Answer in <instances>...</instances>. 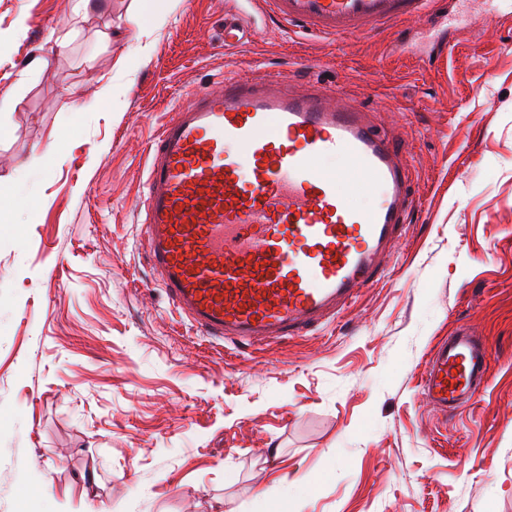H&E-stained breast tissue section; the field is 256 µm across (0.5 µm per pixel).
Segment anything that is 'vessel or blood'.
Listing matches in <instances>:
<instances>
[{
    "mask_svg": "<svg viewBox=\"0 0 512 512\" xmlns=\"http://www.w3.org/2000/svg\"><path fill=\"white\" fill-rule=\"evenodd\" d=\"M284 25L348 36L421 16L437 0H264ZM249 32L224 18V47ZM350 161L354 205L342 175L321 159ZM403 146L378 132L369 111L335 89L293 91L287 77H225L173 105L147 155L142 232L152 267L179 315L203 335L266 345L336 317L376 284L414 206ZM488 343L462 326L431 353L420 392L441 418L485 387Z\"/></svg>",
    "mask_w": 512,
    "mask_h": 512,
    "instance_id": "b4317fda",
    "label": "vessel or blood"
}]
</instances>
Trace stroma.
<instances>
[{"instance_id": "stroma-1", "label": "stroma", "mask_w": 512, "mask_h": 512, "mask_svg": "<svg viewBox=\"0 0 512 512\" xmlns=\"http://www.w3.org/2000/svg\"><path fill=\"white\" fill-rule=\"evenodd\" d=\"M74 2L0 0V512H512V0L338 38L256 0H154L145 25L140 0ZM256 70L375 112L418 205L335 321L239 347L176 313L139 203L175 98ZM464 324L492 371L444 422L419 384ZM249 31L240 19L234 15L224 17V48L235 49L241 46L249 36Z\"/></svg>"}]
</instances>
